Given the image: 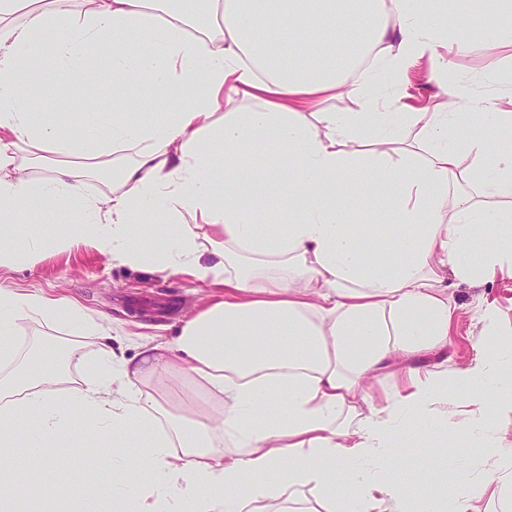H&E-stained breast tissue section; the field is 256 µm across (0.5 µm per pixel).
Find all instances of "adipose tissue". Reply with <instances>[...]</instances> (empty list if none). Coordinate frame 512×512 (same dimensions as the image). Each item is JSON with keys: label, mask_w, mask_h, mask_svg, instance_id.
<instances>
[{"label": "adipose tissue", "mask_w": 512, "mask_h": 512, "mask_svg": "<svg viewBox=\"0 0 512 512\" xmlns=\"http://www.w3.org/2000/svg\"><path fill=\"white\" fill-rule=\"evenodd\" d=\"M340 33L351 36L341 49ZM134 34L141 44L130 51ZM92 46L109 55L113 85L138 92L108 114L85 86L82 134L72 139L25 88L33 77L52 86L79 77ZM468 48L466 28L441 24L428 0H76L69 12L55 0H0V223L50 197L72 215L74 239L112 260L216 287L173 339L144 345L135 360L103 345L66 388L21 372L19 320L67 317L80 334L72 359L99 323L76 301L0 282V512H15L42 477L6 475L5 451L20 432L42 469L78 488L82 512L103 498L111 512H272L285 493L306 489L322 512H480L452 452L436 464L397 460L410 419L437 424L448 387L478 401L499 395L492 417L466 424L475 442L512 426L504 347L489 346L449 379L412 365L448 347L451 283L501 265L498 242L512 240V149L483 161L489 139L512 132V91L475 104L476 129L462 140L453 113L382 112L373 94L425 50L443 71ZM344 93L364 97L366 111L321 110ZM175 94L179 108L159 113ZM235 99L248 109L225 111ZM403 126L413 134L405 149ZM128 148L129 162L119 157ZM465 151L480 165L461 170ZM217 154L229 161L221 172ZM28 168L49 175L29 178ZM107 169L110 195L87 196L84 177ZM365 172L390 193L354 235ZM462 178L480 197L455 193ZM266 196L287 225L259 209ZM146 214L160 227L148 248L134 234ZM385 369L400 384L377 399L366 384ZM174 372L219 397L221 415L174 410L146 391ZM97 430L103 480L89 487L70 458ZM438 468L456 481L411 497L415 478L432 481Z\"/></svg>", "instance_id": "adipose-tissue-1"}]
</instances>
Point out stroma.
Instances as JSON below:
<instances>
[{"instance_id":"stroma-1","label":"stroma","mask_w":512,"mask_h":512,"mask_svg":"<svg viewBox=\"0 0 512 512\" xmlns=\"http://www.w3.org/2000/svg\"><path fill=\"white\" fill-rule=\"evenodd\" d=\"M474 37L467 52L456 56L448 71L449 79L469 84L474 97L500 93L503 80H512V53L495 46L485 31L491 19L482 0H470L464 19ZM429 55L417 58L399 75L390 90L387 107L405 112L409 107L443 99L442 82L431 75ZM43 105L53 112L60 127L71 137H79L81 128L70 98L78 97L79 88H72L69 98L59 97L52 88L32 80ZM40 224L43 233L64 242L65 250L35 261L26 258L29 235L27 221ZM71 223L49 200L38 201L27 216L18 217L13 227V246L23 258L19 264L0 271V278L24 291L39 290L48 295L76 300L89 316H104L114 346L125 357H135L148 339H171L180 322L189 317L196 304L209 291L208 283L186 275L149 273L121 265L97 252L87 242L69 245ZM453 317L450 323L451 342L447 351L422 359L421 370L440 371L448 375L476 363L489 338L483 313L494 307L498 316L497 331L502 342L512 341V269H496L472 284H463L452 291ZM23 346L37 341H63L76 331L64 320L48 321L32 314L19 322ZM166 392L174 405L186 403L194 407H218L217 399L208 396L197 384L179 374L163 377L154 385ZM462 396L455 390L442 394L438 405L445 424L437 431L427 432L420 421L411 423V442L406 456L436 457L445 444H453L462 472L467 474L473 489L480 491L479 507H486L495 488V456L476 444L462 428L465 424Z\"/></svg>"}]
</instances>
